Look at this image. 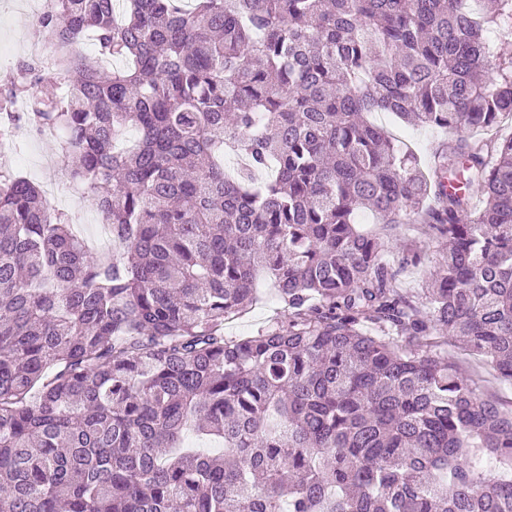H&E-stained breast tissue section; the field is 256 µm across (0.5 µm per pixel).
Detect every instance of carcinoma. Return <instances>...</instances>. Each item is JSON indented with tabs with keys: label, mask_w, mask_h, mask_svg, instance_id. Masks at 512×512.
Listing matches in <instances>:
<instances>
[{
	"label": "carcinoma",
	"mask_w": 512,
	"mask_h": 512,
	"mask_svg": "<svg viewBox=\"0 0 512 512\" xmlns=\"http://www.w3.org/2000/svg\"><path fill=\"white\" fill-rule=\"evenodd\" d=\"M465 2L49 0L0 133H61L114 249L0 166V512H512L438 339L512 384V0ZM382 112L457 134L436 180ZM363 210L445 241L424 287ZM261 274L288 321L224 337Z\"/></svg>",
	"instance_id": "carcinoma-1"
}]
</instances>
